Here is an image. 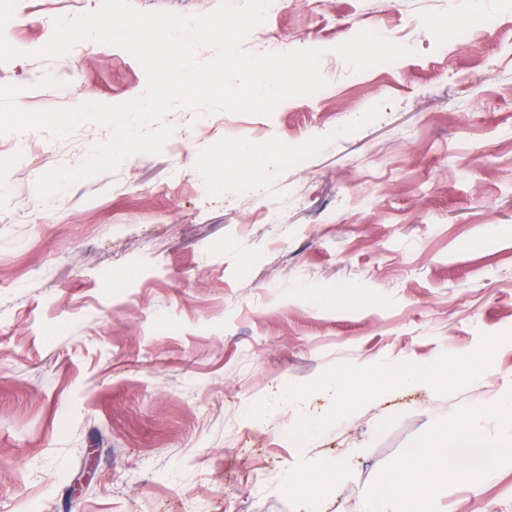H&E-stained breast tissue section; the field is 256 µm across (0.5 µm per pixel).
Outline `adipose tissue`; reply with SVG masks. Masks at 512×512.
Instances as JSON below:
<instances>
[{"mask_svg":"<svg viewBox=\"0 0 512 512\" xmlns=\"http://www.w3.org/2000/svg\"><path fill=\"white\" fill-rule=\"evenodd\" d=\"M484 413L501 419V433L494 447H487L474 420ZM512 462V389L461 412L448 431L433 435L417 460L402 463L377 491L369 493L364 512H436L437 490L442 480L480 489L488 473L503 462Z\"/></svg>","mask_w":512,"mask_h":512,"instance_id":"adipose-tissue-1","label":"adipose tissue"}]
</instances>
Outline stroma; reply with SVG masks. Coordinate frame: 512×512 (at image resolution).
Returning a JSON list of instances; mask_svg holds the SVG:
<instances>
[{"instance_id": "obj_1", "label": "stroma", "mask_w": 512, "mask_h": 512, "mask_svg": "<svg viewBox=\"0 0 512 512\" xmlns=\"http://www.w3.org/2000/svg\"><path fill=\"white\" fill-rule=\"evenodd\" d=\"M100 2L18 0L0 86L19 108L60 107L51 78L77 104L144 92L122 48L39 54L55 17ZM242 46L323 50L328 85L269 117L173 108L161 153L46 200L39 177L109 130L0 134V512H305L280 489L302 456L351 468L318 512H362L512 384L508 341L493 373L393 389L303 454L291 410L244 416L340 362L427 363L512 330V0H277ZM437 508L512 512V464L478 494L444 484Z\"/></svg>"}]
</instances>
